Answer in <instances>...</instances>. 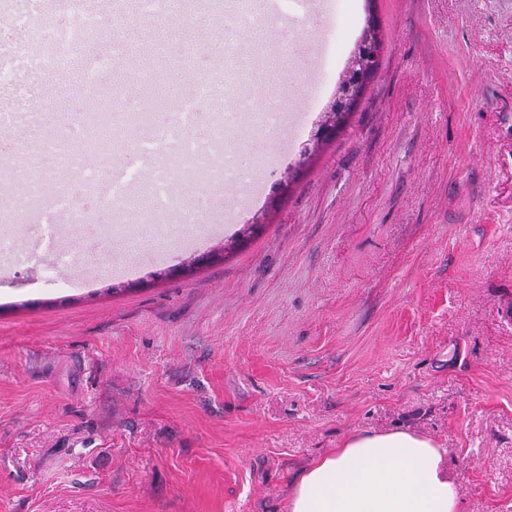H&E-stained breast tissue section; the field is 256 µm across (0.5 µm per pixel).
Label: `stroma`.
I'll use <instances>...</instances> for the list:
<instances>
[{"label": "stroma", "instance_id": "obj_1", "mask_svg": "<svg viewBox=\"0 0 512 512\" xmlns=\"http://www.w3.org/2000/svg\"><path fill=\"white\" fill-rule=\"evenodd\" d=\"M379 67L310 155L369 19ZM257 177L193 238L139 220L0 268V512H286L355 432L447 448L512 512V0H302ZM63 273L68 288L48 279Z\"/></svg>", "mask_w": 512, "mask_h": 512}]
</instances>
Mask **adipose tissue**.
I'll return each instance as SVG.
<instances>
[{
    "label": "adipose tissue",
    "instance_id": "ef3b65f1",
    "mask_svg": "<svg viewBox=\"0 0 512 512\" xmlns=\"http://www.w3.org/2000/svg\"><path fill=\"white\" fill-rule=\"evenodd\" d=\"M445 455L408 430L355 433L301 472L288 512H460Z\"/></svg>",
    "mask_w": 512,
    "mask_h": 512
}]
</instances>
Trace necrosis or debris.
Here are the masks:
<instances>
[{
	"mask_svg": "<svg viewBox=\"0 0 512 512\" xmlns=\"http://www.w3.org/2000/svg\"><path fill=\"white\" fill-rule=\"evenodd\" d=\"M117 29L113 10L91 11L85 0H0V89L9 91L18 104L38 97L37 108L27 110L26 115L39 130L40 158L33 175L18 159L16 148L0 157L15 188L9 202L0 206V224H26L31 229L19 238L0 233L1 257L14 259L16 244L22 241L31 252L48 251L58 265H66L73 248L62 238L61 224L111 225L125 219L126 208L114 204L119 185L141 182L144 158L165 157L166 130L117 150L111 142H96L87 124L92 112L112 100L125 112L148 109L141 94L120 89L112 77L116 60L139 57ZM79 61L84 64V89L71 106L58 107L53 97L43 94L42 81L71 73ZM222 81V73H215L213 83L195 87L186 99L169 106L173 112L197 106L216 115L213 139L224 142L227 158L209 162L198 177L203 184L221 185L245 175L235 160L237 147L224 139L225 130L236 129L237 114L255 110L271 120L277 116L276 93L258 98L237 93L228 99ZM180 162H172L170 172L154 178L152 193L158 210L146 218L152 222L158 212L174 213L183 234L189 235L210 208L203 197L195 199L190 208L181 207L170 177Z\"/></svg>",
	"mask_w": 512,
	"mask_h": 512,
	"instance_id": "4bbe7bcc",
	"label": "necrosis or debris"
}]
</instances>
